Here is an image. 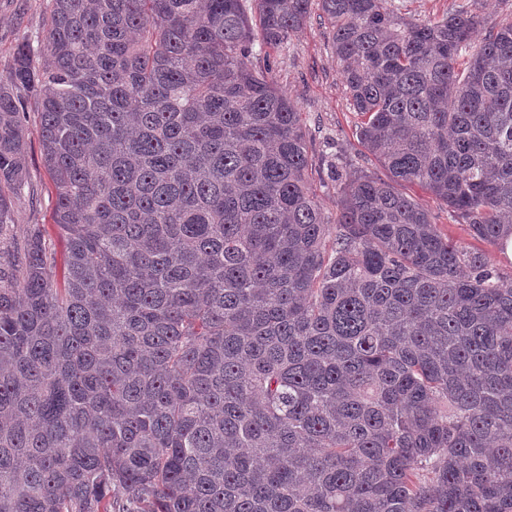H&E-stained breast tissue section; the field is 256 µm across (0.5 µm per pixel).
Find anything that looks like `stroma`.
I'll list each match as a JSON object with an SVG mask.
<instances>
[{
    "label": "stroma",
    "instance_id": "stroma-1",
    "mask_svg": "<svg viewBox=\"0 0 512 512\" xmlns=\"http://www.w3.org/2000/svg\"><path fill=\"white\" fill-rule=\"evenodd\" d=\"M49 0H0V81L6 79L16 47L36 38L47 28ZM255 69L273 71L280 89L303 112L312 179L319 201L328 215H335L336 176L330 164L335 153L360 161L362 147L356 131L361 116L352 107L336 59L330 29L319 13H312L287 46L255 50ZM25 115L28 187L18 194L14 221L0 226V253L12 254L29 228L40 227L52 243L56 261H63L64 246L53 222L54 189L44 164L39 117L33 96H26ZM430 213L435 224L449 237L483 252L489 265L504 277L512 276V257L487 242L472 239L465 224L451 216L445 203L417 187H406Z\"/></svg>",
    "mask_w": 512,
    "mask_h": 512
}]
</instances>
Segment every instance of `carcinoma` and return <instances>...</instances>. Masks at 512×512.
Here are the masks:
<instances>
[{"label":"carcinoma","instance_id":"cac0c4a2","mask_svg":"<svg viewBox=\"0 0 512 512\" xmlns=\"http://www.w3.org/2000/svg\"><path fill=\"white\" fill-rule=\"evenodd\" d=\"M49 0L0 84V185L37 95L42 230L0 267V512H512V23L461 0ZM317 4L364 159L336 223L257 71ZM400 13L417 21L440 18L456 0H391ZM400 192L406 193L416 198L430 213L435 224H438L441 231L449 237L457 240L474 250L483 252L489 265L497 270L502 276L511 278L512 276V235L507 240V253L505 255L499 249L487 242L474 240L468 235L467 225L462 224L455 217L451 216L448 207L439 198L431 193L425 192L418 187L397 186ZM461 223V224H460Z\"/></svg>","mask_w":512,"mask_h":512}]
</instances>
